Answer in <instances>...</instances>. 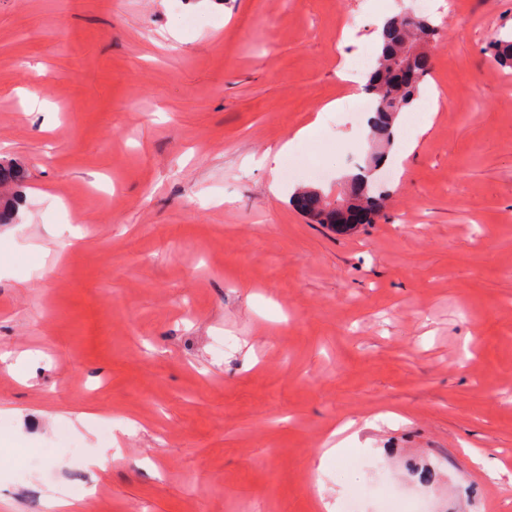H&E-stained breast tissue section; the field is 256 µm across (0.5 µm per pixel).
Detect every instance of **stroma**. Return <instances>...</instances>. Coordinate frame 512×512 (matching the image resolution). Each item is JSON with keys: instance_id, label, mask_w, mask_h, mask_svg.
<instances>
[{"instance_id": "stroma-1", "label": "stroma", "mask_w": 512, "mask_h": 512, "mask_svg": "<svg viewBox=\"0 0 512 512\" xmlns=\"http://www.w3.org/2000/svg\"><path fill=\"white\" fill-rule=\"evenodd\" d=\"M414 9L0 0V512H512V0H433L373 223L291 202L365 166L337 71ZM486 50L497 65L512 68V36L511 39L499 36L490 42ZM303 189H314L304 190L300 192L299 200L302 204V208L317 224H332L340 225L348 228L353 227L351 224H345L344 222L336 219V207L332 208V202L329 200V195L324 194L318 188H303ZM316 211L317 213H315ZM323 217V220L319 219V216Z\"/></svg>"}]
</instances>
